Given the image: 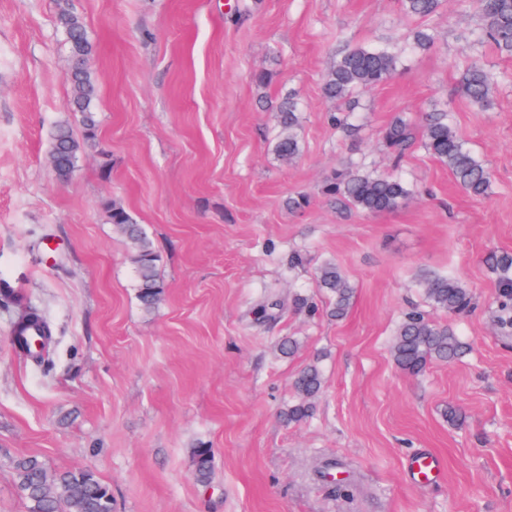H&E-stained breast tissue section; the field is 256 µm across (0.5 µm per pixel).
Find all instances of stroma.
<instances>
[{"instance_id": "1", "label": "stroma", "mask_w": 512, "mask_h": 512, "mask_svg": "<svg viewBox=\"0 0 512 512\" xmlns=\"http://www.w3.org/2000/svg\"><path fill=\"white\" fill-rule=\"evenodd\" d=\"M94 46L101 172L80 152L69 183L48 161L51 134L82 137L66 80L58 0H0V289L49 319L50 363L20 358L14 309L0 308V512H27L12 458L52 471L91 468L113 512H512V337L494 321L492 251L512 252V56L478 42L471 0L406 16L400 0H68ZM424 29L428 49L413 46ZM389 46L387 83L356 94L333 126L321 76L338 52ZM493 104L456 93L472 66ZM270 73L258 82V72ZM299 102L300 153L285 162L271 102ZM445 110L492 173L473 198L415 142L394 159L383 131ZM339 169L388 172L412 196L367 214L326 192ZM307 197L306 205L288 201ZM123 205L159 256L153 311L138 299L127 240L105 202ZM331 262L354 295L331 317L316 286ZM461 279V314L431 307L420 281ZM470 347L460 360L400 370L390 347L411 311ZM284 336L301 348L276 346ZM317 362L324 388L299 425L291 381ZM456 409L461 421L448 419ZM214 450L210 485L192 450ZM429 449L442 478L408 467Z\"/></svg>"}]
</instances>
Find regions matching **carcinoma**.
<instances>
[{
    "mask_svg": "<svg viewBox=\"0 0 512 512\" xmlns=\"http://www.w3.org/2000/svg\"><path fill=\"white\" fill-rule=\"evenodd\" d=\"M406 13L427 17L437 11L442 0H401ZM482 18V35L496 47L512 54V0H476ZM59 22L70 44L67 80L72 88L71 109L80 114L84 136L77 140L66 125L57 126L51 137V157L61 166H73L86 144H96L99 122L94 105L96 86L91 75L93 45L82 21L65 8H60ZM399 65L398 54L383 47L358 46L342 50L327 67L322 77L324 96L338 104L356 92H366L385 83ZM459 94L470 103L484 107L491 101L492 88L487 73L477 67L467 69L459 83ZM279 112L281 132L275 152L284 161L293 160L300 148L293 129L299 106L290 93L275 105ZM384 140L394 158L399 159L414 140V128L403 116L396 117L385 129ZM422 140L428 152L448 167L457 183L470 196L488 194L491 179L485 164L466 149L445 112H430L422 129ZM327 191L369 214L396 210L407 203L411 191L403 181L390 174L338 171ZM108 217L133 245L131 261L138 278V297L142 307L153 311L163 292L157 262L158 255L140 224L122 205L104 204ZM490 263L500 272L496 284V323L504 331L512 328V253H494ZM421 284L432 307L451 314L470 308L473 294L460 280L443 275H426ZM317 286L333 297L331 315L341 318L351 303L354 288L342 271L331 263L317 272ZM13 344L17 352L38 366L49 358L44 354L45 342L51 338V326L37 309L18 313L13 323ZM465 351L464 344L446 325L432 322L420 312L407 314L398 326L391 346V356L401 370L418 374L432 361L449 362ZM292 386L294 402L284 412L290 423H302L312 415L311 400L322 390L323 378L314 363L303 366ZM195 478L201 484L211 481L214 459L211 448L200 445L193 449ZM17 487L28 503V512H112V493L107 484L83 468L50 471L36 456H20L11 462Z\"/></svg>",
    "mask_w": 512,
    "mask_h": 512,
    "instance_id": "carcinoma-1",
    "label": "carcinoma"
}]
</instances>
